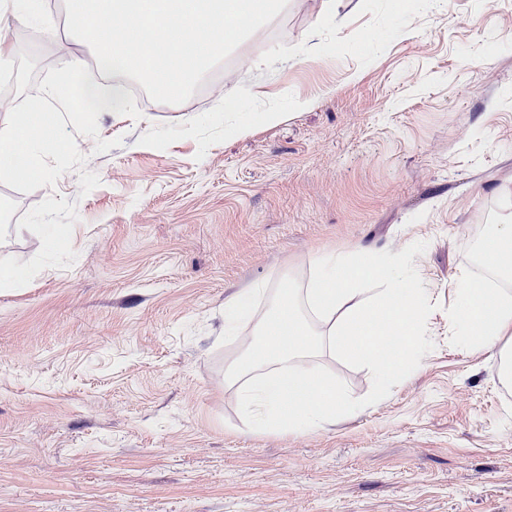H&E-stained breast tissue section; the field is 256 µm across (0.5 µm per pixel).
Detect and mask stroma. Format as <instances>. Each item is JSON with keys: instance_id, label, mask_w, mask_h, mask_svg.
Instances as JSON below:
<instances>
[{"instance_id": "stroma-1", "label": "stroma", "mask_w": 512, "mask_h": 512, "mask_svg": "<svg viewBox=\"0 0 512 512\" xmlns=\"http://www.w3.org/2000/svg\"><path fill=\"white\" fill-rule=\"evenodd\" d=\"M323 2L152 108L61 109L98 74L59 51L89 48L0 20L24 70L0 97L59 115L46 177L0 180V279L30 269L0 288V512H512V388L454 324L475 225L512 210V0ZM327 253L408 266L418 347L383 385L318 359L355 412L258 431L224 300L305 287Z\"/></svg>"}]
</instances>
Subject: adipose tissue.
I'll list each match as a JSON object with an SVG mask.
<instances>
[{
    "instance_id": "obj_1",
    "label": "adipose tissue",
    "mask_w": 512,
    "mask_h": 512,
    "mask_svg": "<svg viewBox=\"0 0 512 512\" xmlns=\"http://www.w3.org/2000/svg\"><path fill=\"white\" fill-rule=\"evenodd\" d=\"M56 121V113L39 101L0 115V158L15 160L0 168L1 179L44 177L37 145L41 130ZM480 249L496 285L481 288L470 276L461 277L455 322L469 346L498 360L500 378L508 385L512 290L504 282L512 278V213L488 225ZM371 281L380 282V289L363 295L362 284ZM266 295V289L253 288L224 302L226 332L248 326L257 338L249 357L229 366L224 383L237 389L261 428L292 431L319 425L345 409L342 386L314 366L319 356L369 363L386 382L418 344L423 298L398 261L326 256L316 262L306 287L290 291L287 300H275L273 310L261 317L257 308Z\"/></svg>"
}]
</instances>
